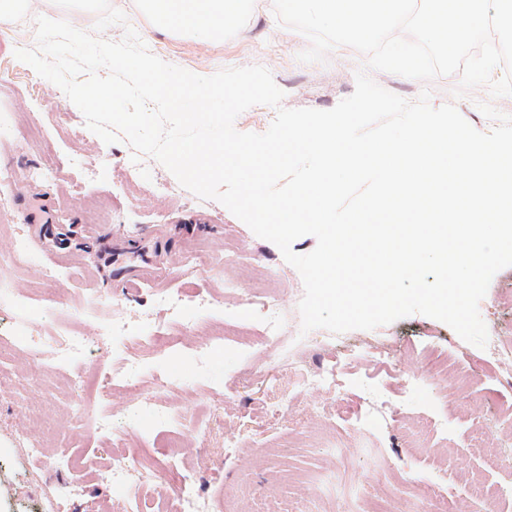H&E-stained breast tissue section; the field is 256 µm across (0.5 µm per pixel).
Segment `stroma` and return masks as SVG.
Wrapping results in <instances>:
<instances>
[{
    "label": "stroma",
    "instance_id": "35a3bbf8",
    "mask_svg": "<svg viewBox=\"0 0 512 512\" xmlns=\"http://www.w3.org/2000/svg\"><path fill=\"white\" fill-rule=\"evenodd\" d=\"M110 2L152 54L181 68L266 67L289 109H332L354 92L356 73L367 66L366 55L346 46L331 50L325 62H300L309 42L268 23L273 0H254V12L211 44L155 29L138 0ZM35 45V30L10 29L0 19V169L10 175L0 188L31 243L25 258L13 259L14 232L0 228V275L16 292L33 296L23 308L0 300V487L6 490L0 512H40L36 501L46 487L64 499L59 512H105L113 497L105 466L110 441L93 425L101 409L98 392L85 391L74 403L62 376L13 349L8 338L26 320L43 336L69 326L95 337L78 366L97 382L105 371L102 358L130 349L145 371L114 391L113 407L148 392L189 416L208 403L207 428H188L183 443L213 512H309L314 506L319 512H457L462 506L485 512L489 489L503 491V512H512V465L502 461L495 435L486 430L498 410L512 407V383L490 372L478 347L421 314L373 330L302 332L303 281L280 250L219 202L183 188L152 156L135 165L126 142L105 144L58 86L16 59L15 49ZM370 76L409 101L430 90L432 106L454 104L482 132L494 122L478 103L492 102L512 115V96L492 98L487 87L455 96L456 74L428 83L376 70ZM49 161L56 178L32 182L30 172ZM198 240L209 243L214 261L192 274L184 258ZM228 248L240 253V263H224ZM46 266L60 270L55 285L40 278ZM228 279L237 282L236 292H225ZM186 282L221 294L223 304L212 311L186 307L170 326L169 335L179 339L172 362L180 383L158 388L150 375L152 349L131 337H98L97 328L116 309L151 331L166 316L165 295ZM266 286L280 290L290 331L269 365L259 349V295ZM479 312L486 325L512 327V266L495 274ZM216 336L224 339L222 351L197 363L194 349ZM354 343L363 349L336 390L295 392L287 408L271 415L270 386L287 383L294 368H331L339 349ZM446 358L470 371V386L437 379L435 364ZM411 375L432 384L404 391ZM371 401L383 415L368 417ZM40 406L49 407L51 419L47 457L34 484L18 450L34 434L26 411ZM229 437L234 447H225ZM61 448L77 469L57 464ZM78 484L83 492L72 495Z\"/></svg>",
    "mask_w": 512,
    "mask_h": 512
}]
</instances>
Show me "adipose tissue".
<instances>
[{
    "label": "adipose tissue",
    "instance_id": "1",
    "mask_svg": "<svg viewBox=\"0 0 512 512\" xmlns=\"http://www.w3.org/2000/svg\"><path fill=\"white\" fill-rule=\"evenodd\" d=\"M141 6L157 26L194 34L204 43L222 38L250 8L248 0H141Z\"/></svg>",
    "mask_w": 512,
    "mask_h": 512
}]
</instances>
